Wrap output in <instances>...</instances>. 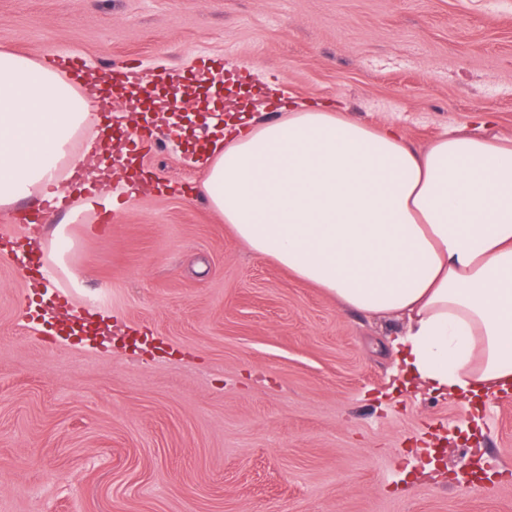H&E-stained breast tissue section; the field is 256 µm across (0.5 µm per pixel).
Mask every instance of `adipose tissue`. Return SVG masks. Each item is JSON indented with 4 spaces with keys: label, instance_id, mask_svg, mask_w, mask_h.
I'll return each mask as SVG.
<instances>
[{
    "label": "adipose tissue",
    "instance_id": "1",
    "mask_svg": "<svg viewBox=\"0 0 512 512\" xmlns=\"http://www.w3.org/2000/svg\"><path fill=\"white\" fill-rule=\"evenodd\" d=\"M97 94L0 52V207L60 190ZM209 204L258 257L348 309L398 314L405 379L462 405L512 392V139L394 128L300 103L228 124L200 160Z\"/></svg>",
    "mask_w": 512,
    "mask_h": 512
}]
</instances>
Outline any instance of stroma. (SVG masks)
I'll use <instances>...</instances> for the list:
<instances>
[{"instance_id":"1","label":"stroma","mask_w":512,"mask_h":512,"mask_svg":"<svg viewBox=\"0 0 512 512\" xmlns=\"http://www.w3.org/2000/svg\"><path fill=\"white\" fill-rule=\"evenodd\" d=\"M0 50L86 72L199 54L263 77L222 110L305 101L426 147L495 117L512 138V0H0ZM190 142L134 159L139 193L20 216L0 249V512H512V394L464 411L404 384L397 315L344 308L257 257L209 205ZM52 331L19 255L59 236Z\"/></svg>"}]
</instances>
